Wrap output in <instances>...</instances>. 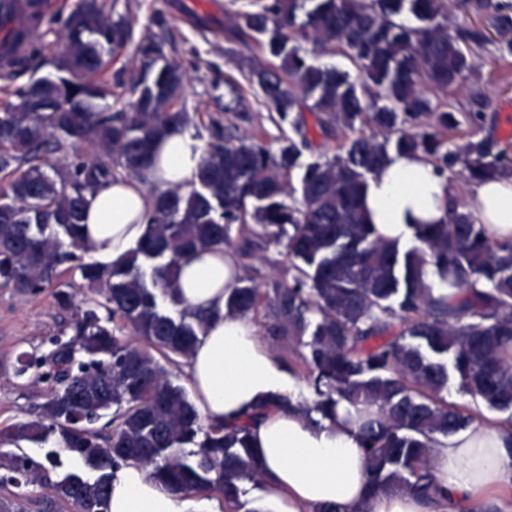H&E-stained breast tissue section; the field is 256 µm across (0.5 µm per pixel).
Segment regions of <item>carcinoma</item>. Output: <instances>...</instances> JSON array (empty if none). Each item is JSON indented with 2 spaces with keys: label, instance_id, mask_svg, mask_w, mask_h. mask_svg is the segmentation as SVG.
Wrapping results in <instances>:
<instances>
[{
  "label": "carcinoma",
  "instance_id": "obj_1",
  "mask_svg": "<svg viewBox=\"0 0 512 512\" xmlns=\"http://www.w3.org/2000/svg\"><path fill=\"white\" fill-rule=\"evenodd\" d=\"M40 6L30 4L25 49L8 76L47 73L7 89L0 104V288L30 297L51 288L69 318L49 352L17 356L18 375L34 369L50 387L34 416L0 428V443L61 444L95 477L55 473L56 449L42 461L0 452V512H109L111 477L129 461L177 495L213 493L238 512L243 484L265 480L252 429L284 402L315 427L344 410L359 429L370 494L436 496L434 446L474 420L446 400L448 368L489 409H512V238L491 237L475 207L452 201L447 223L413 225L415 245L401 251L375 235L361 199L368 176L391 161V141L444 179L458 169L476 183L512 177V151L474 138L482 113L459 114L447 99L467 68L464 48L486 33L449 30L442 0H248L225 39L271 61L248 89L215 78L227 102L199 125L184 108V58L164 15L136 36L114 0H80L64 38L47 42ZM495 28L499 50L512 55V15L500 12ZM311 32L320 52L348 56L362 81L308 63L301 42ZM131 44L133 64L112 68ZM255 86L294 131L276 152L235 124L253 111ZM192 128L205 139L197 180L160 187L157 141ZM330 142L334 154L306 167L302 199H292L298 158ZM120 174L149 198L146 229L129 256L101 266L84 259L81 224L89 198ZM235 224L241 233L258 225L267 243L287 239L294 274L265 291L236 285L225 310L246 317L269 302L263 336L307 348L314 397L280 398L219 424L201 416L169 366L190 357L207 327L179 293L181 263L230 248ZM126 326L143 344L121 336ZM33 474L51 493H20Z\"/></svg>",
  "mask_w": 512,
  "mask_h": 512
}]
</instances>
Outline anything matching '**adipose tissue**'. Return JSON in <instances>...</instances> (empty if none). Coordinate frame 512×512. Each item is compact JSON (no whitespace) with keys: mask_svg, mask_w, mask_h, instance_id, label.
Segmentation results:
<instances>
[{"mask_svg":"<svg viewBox=\"0 0 512 512\" xmlns=\"http://www.w3.org/2000/svg\"><path fill=\"white\" fill-rule=\"evenodd\" d=\"M159 183L187 186L197 177L199 144L189 135L159 142ZM451 191L421 156L405 155L378 169L366 188L365 208L380 235L408 245L413 225L448 219ZM149 200L120 180L101 189L86 207L82 233L90 256L107 265L140 243ZM476 216L500 238L512 236V181L476 187ZM239 266L221 250L199 252L182 267L180 291L189 306L209 313V329L187 361L194 403L208 421L241 416L270 395L289 392L291 377L260 342L246 318L226 315L224 298ZM252 443L267 471V483L251 512H311L333 505L339 512H453L457 505L489 503L512 512V427L473 422L463 434L442 442L434 460L442 491L435 510L397 493L366 494V460L356 427L344 419L317 429L294 413L274 408L256 425ZM189 500L149 479L130 463L112 476L110 512H189Z\"/></svg>","mask_w":512,"mask_h":512,"instance_id":"1","label":"adipose tissue"}]
</instances>
